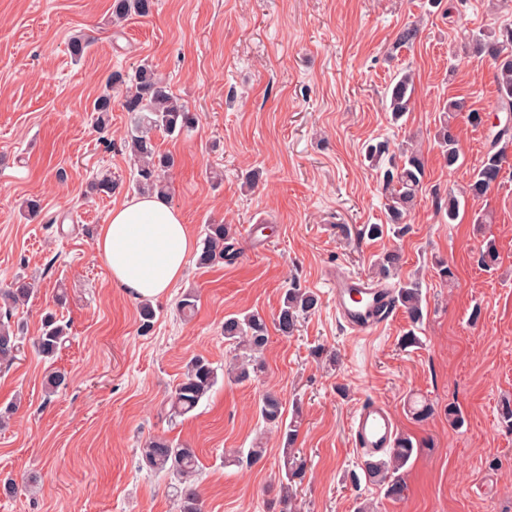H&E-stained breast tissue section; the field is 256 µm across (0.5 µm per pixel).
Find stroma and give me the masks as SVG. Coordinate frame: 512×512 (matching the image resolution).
<instances>
[{
    "label": "stroma",
    "mask_w": 512,
    "mask_h": 512,
    "mask_svg": "<svg viewBox=\"0 0 512 512\" xmlns=\"http://www.w3.org/2000/svg\"><path fill=\"white\" fill-rule=\"evenodd\" d=\"M111 5L0 0V286L17 275L34 284L10 318L24 352L0 367V411L18 405L0 427V484L15 486L0 494V512H179L177 480L140 456L155 436L196 448L204 512H275L282 444L258 410L268 391L300 413V512H357L366 500L377 512H512V428L499 416L512 401V143L500 183L462 198L457 220L446 215L449 193L466 186L496 132L494 68L468 36L512 28V0L493 10L488 0H156L149 16L120 23ZM411 26L416 39L397 45ZM75 35L91 42L79 62L67 49ZM143 62L195 117L189 132L154 136L175 158L170 203L195 241L223 222L239 251L209 268L188 262L154 301L146 335L139 299L113 285L95 252L112 208L137 194L124 89L112 94L108 132L92 112L112 72ZM403 70L414 75L413 106L395 122L385 89ZM451 98L464 102L452 167L434 143ZM409 139L426 162L409 229L368 238L365 225L387 215L364 146L394 150ZM105 176L111 192L90 193ZM29 199L39 200L37 215L25 212ZM490 240L499 259L488 269L481 254ZM387 251L401 255L388 286L422 280L414 346L401 343L403 312L365 342L332 309L328 273L371 276ZM438 259L454 283L439 279ZM294 283L316 293L318 307L293 336L270 331L257 376L218 380L194 411L172 415L170 394L191 358L220 369L233 357L225 317L256 310L273 320ZM190 288L198 302L186 321L177 303ZM49 313L70 335L45 359L33 341ZM54 370L68 384L49 396L44 377ZM369 398L391 408L414 444L396 501L363 480L351 442V418ZM416 399L434 408L426 420L410 412ZM452 405L462 425L449 422ZM258 439L261 462L227 463Z\"/></svg>",
    "instance_id": "stroma-1"
}]
</instances>
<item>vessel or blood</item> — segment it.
<instances>
[{
  "label": "vessel or blood",
  "mask_w": 512,
  "mask_h": 512,
  "mask_svg": "<svg viewBox=\"0 0 512 512\" xmlns=\"http://www.w3.org/2000/svg\"><path fill=\"white\" fill-rule=\"evenodd\" d=\"M336 316L352 336L368 337L395 315L393 292L381 283L336 270L328 277ZM396 422L377 399L365 400L354 414L352 444L360 453L376 455L393 445Z\"/></svg>",
  "instance_id": "vessel-or-blood-1"
}]
</instances>
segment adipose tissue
I'll return each instance as SVG.
<instances>
[{
  "mask_svg": "<svg viewBox=\"0 0 512 512\" xmlns=\"http://www.w3.org/2000/svg\"><path fill=\"white\" fill-rule=\"evenodd\" d=\"M95 247L118 288L154 300L182 279L195 241L179 209L164 197L145 193L112 209Z\"/></svg>",
  "mask_w": 512,
  "mask_h": 512,
  "instance_id": "adipose-tissue-1",
  "label": "adipose tissue"
}]
</instances>
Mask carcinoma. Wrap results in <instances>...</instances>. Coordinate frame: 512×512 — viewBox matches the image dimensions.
Listing matches in <instances>:
<instances>
[{"label": "carcinoma", "mask_w": 512, "mask_h": 512, "mask_svg": "<svg viewBox=\"0 0 512 512\" xmlns=\"http://www.w3.org/2000/svg\"><path fill=\"white\" fill-rule=\"evenodd\" d=\"M154 8L155 0H112V16L118 20L133 14L148 16ZM469 42L472 43L475 52L492 60L499 104L502 109H507L512 103V29L506 28L499 32L482 30L470 35ZM131 80L134 91L126 96L123 107L130 115L131 129L128 142L136 163V186L142 192H157L166 196L169 189L166 172L173 167L174 161L171 156L157 150L153 134L157 130L170 136L181 134L194 125V117L167 91L152 66H138ZM413 94L414 83L409 73L402 74L390 84L386 99L389 102L388 109L395 119L398 120L411 111ZM462 108V101L448 100L435 134V142L450 167L454 166L459 158V135L455 119ZM93 111L97 113L98 129H106L111 112L110 96L105 94L98 98ZM503 140H512L511 127L505 126L497 133L494 146L487 150L479 166L474 170L467 186L469 195L483 197L499 183L506 155L504 149H497L495 145ZM366 157L376 168L383 162L388 164L383 172V182L389 189L388 226L392 232L401 235L406 230V226L403 225L405 216L423 188L425 158L420 150L408 145L401 148L399 153L393 154L382 142L369 145ZM204 231L203 248L197 258L199 266L207 267L237 258L238 252L228 225L207 224ZM399 262L398 253L390 251L383 254L374 264L376 276L381 279L389 278ZM33 287L32 282L18 277L9 286L0 288V306L5 308L4 316H9L12 308L27 300L33 293ZM394 301L410 326L404 334L403 343H418L414 328L423 319L422 282L412 279L399 285L394 290ZM316 306L317 297L313 293L297 284L291 285L285 291L274 318L276 330L284 337L293 335L299 319L312 313ZM67 336L68 325L57 323L53 314H47L42 332L36 338L38 352L44 357L54 356L67 341ZM224 339L238 351L234 362L225 369V376L229 381L238 384L250 380L251 375L259 371L258 355L268 340L265 317L256 311L241 317L226 318ZM19 351V337L9 322L0 319V365L7 366L14 362ZM217 381V369L207 359L198 357L191 360L182 381L171 395L173 413L185 415L193 411L212 391ZM259 414L267 425L279 430L282 436L284 478L281 480L279 512H299L293 483L302 478L305 472V461L296 456L294 448L300 422L295 418L289 422L284 421L283 401L274 391H268L262 396ZM141 453L150 468L171 474L183 485L180 490L181 512H202V501L192 483L199 472L195 449L188 444L176 443L157 436L145 444ZM413 454V442L403 435L398 436L395 445L385 456L363 462L362 470L366 481L384 490V496L389 499L402 498L406 485L400 471L409 463Z\"/></svg>", "instance_id": "carcinoma-1"}]
</instances>
